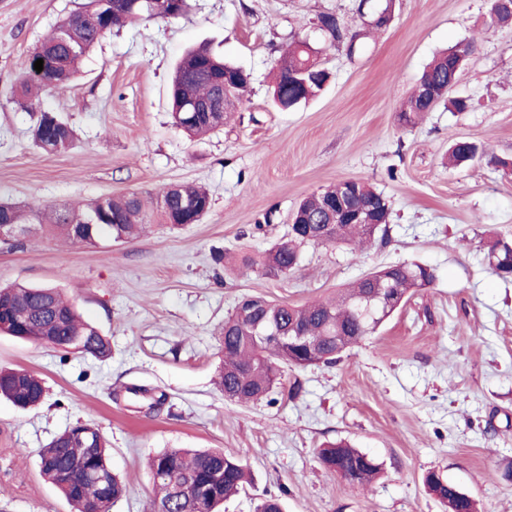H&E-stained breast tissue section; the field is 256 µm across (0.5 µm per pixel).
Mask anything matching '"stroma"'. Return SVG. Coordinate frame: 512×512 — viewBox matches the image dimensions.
Segmentation results:
<instances>
[{"instance_id":"1","label":"stroma","mask_w":512,"mask_h":512,"mask_svg":"<svg viewBox=\"0 0 512 512\" xmlns=\"http://www.w3.org/2000/svg\"><path fill=\"white\" fill-rule=\"evenodd\" d=\"M76 3L0 0V202L64 205L193 183L211 206L199 223L120 241H0V285L59 288L112 346L101 361L0 333V369L33 371L46 386L32 410L0 399V512H73L38 452L79 422L101 430L128 485L112 512H150L147 463L167 448H221L247 465L251 486L221 512H255L270 496L285 512H446L423 483L432 470L483 512H512V281L484 261L491 238L512 239V24L492 20L491 0H393L390 24L351 56L323 52L316 23L332 12L364 29L359 0H190L182 17L107 34L66 91L40 92L75 132L71 149L49 154L13 91ZM298 40L320 49L330 80L284 111L272 67ZM468 41L452 90L468 110L443 103L400 124L425 66ZM202 42L252 80L247 108L192 140L172 123L169 80ZM459 139L502 166H450ZM345 179L387 198L385 239L304 247L282 279L242 274L241 258L262 260L301 199ZM397 262L431 267L433 283L336 364L287 369L282 388L248 405L217 389L219 329L241 297L303 305ZM340 439L381 464L371 486L320 465V447Z\"/></svg>"}]
</instances>
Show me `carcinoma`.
<instances>
[{"instance_id": "carcinoma-1", "label": "carcinoma", "mask_w": 512, "mask_h": 512, "mask_svg": "<svg viewBox=\"0 0 512 512\" xmlns=\"http://www.w3.org/2000/svg\"><path fill=\"white\" fill-rule=\"evenodd\" d=\"M189 9V0H167L156 7L155 0H81L36 48L45 61L42 74L26 69L16 83L14 96L38 114L32 130L35 144L46 152L70 149L73 130L56 113L41 107L38 92L67 88L78 61L108 32L142 20L176 19ZM325 37L324 49L340 46L352 52L362 46L363 35L351 33L331 12L318 17ZM471 42L458 44L438 55L423 70L419 81L433 85L435 104L447 100L456 112L469 108L465 98L448 99V89L473 51ZM316 49L298 42L285 49L275 63L277 71L273 99L293 108L317 95L328 79L327 71L316 61ZM250 74L224 61L207 46L189 51L178 63L170 83V103L174 123L187 136L197 138L219 125L203 111L209 102L221 100L222 112H233L246 102ZM429 111V102L413 91L400 107L399 119L411 125ZM450 158L456 165L476 159L488 164L505 161L475 142L457 141ZM356 190L366 203L380 207L377 219L390 220V206L383 193L359 182ZM343 193L339 183L303 198L297 210L307 217L306 224H292L278 239L260 264L242 259V269H259L261 275L280 279L299 263L301 249L318 243L328 246L364 245L372 242L380 228L367 224L325 225L324 204ZM210 208L209 193L202 187L171 184L161 191L134 190L98 198L79 205L54 206L47 211L10 203L0 205V220L14 224H40L58 232L76 245H93L102 236L121 240L146 231L156 224L170 229L196 224ZM512 242L495 238L488 242L485 260L503 280L512 279ZM432 269L423 264L396 263L382 266L337 291L336 296L302 306L274 303L263 296L247 295L220 328L222 362L218 387L224 397L248 404L269 396L281 384L283 368H306L336 363L340 354L358 346L380 322L361 319L355 305L373 288L383 285L401 306L421 288L433 283ZM277 326L283 331L297 328L305 340L288 346L273 344L258 335L256 322ZM0 331L21 340H35L63 352H77L104 360L111 355V344L94 326L84 322L55 288L15 283L0 288ZM42 380L25 369L0 370V397L19 409L37 406L43 399ZM321 465L350 484H366L380 470L377 460L343 442L326 445L319 451ZM149 471L157 488L153 512H218L227 498L248 483V469L241 460L220 449L194 450L169 448L152 457ZM39 469L75 512H111L126 487L112 471L106 441L100 431L78 423L54 437L39 452ZM424 484L448 508V512H476L475 501L458 495L453 486L442 482L436 472L424 476Z\"/></svg>"}]
</instances>
